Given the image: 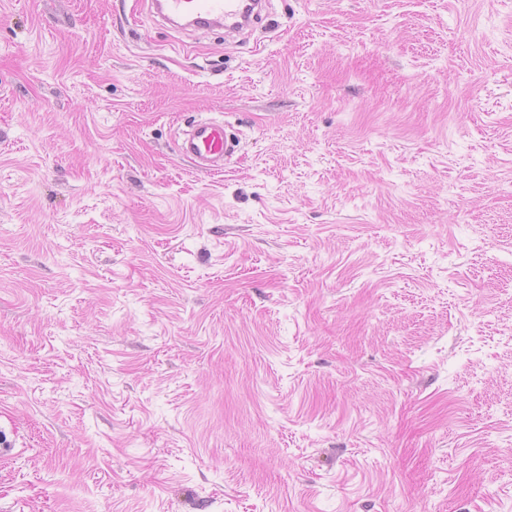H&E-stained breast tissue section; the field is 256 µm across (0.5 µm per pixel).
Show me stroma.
<instances>
[{"label": "stroma", "mask_w": 512, "mask_h": 512, "mask_svg": "<svg viewBox=\"0 0 512 512\" xmlns=\"http://www.w3.org/2000/svg\"><path fill=\"white\" fill-rule=\"evenodd\" d=\"M2 442L0 512H512V0H0ZM153 13L162 20L181 27L220 28L226 32L240 33L252 21H256L267 1L259 0L262 6L257 10L254 0H151L148 1ZM188 17H197L207 24L186 25ZM182 135L178 144L180 155L207 172L222 171L224 157L232 154L240 143L226 131L223 122L209 119L194 121Z\"/></svg>", "instance_id": "obj_1"}]
</instances>
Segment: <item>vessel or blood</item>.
Listing matches in <instances>:
<instances>
[{
  "label": "vessel or blood",
  "instance_id": "b4317fda",
  "mask_svg": "<svg viewBox=\"0 0 512 512\" xmlns=\"http://www.w3.org/2000/svg\"><path fill=\"white\" fill-rule=\"evenodd\" d=\"M150 6L155 15L172 24L196 17L208 27L232 33L242 32L259 16L255 0H150ZM238 144V138L231 136L223 123L201 119L184 130L178 151L197 169L215 172L222 170L224 158Z\"/></svg>",
  "mask_w": 512,
  "mask_h": 512
}]
</instances>
